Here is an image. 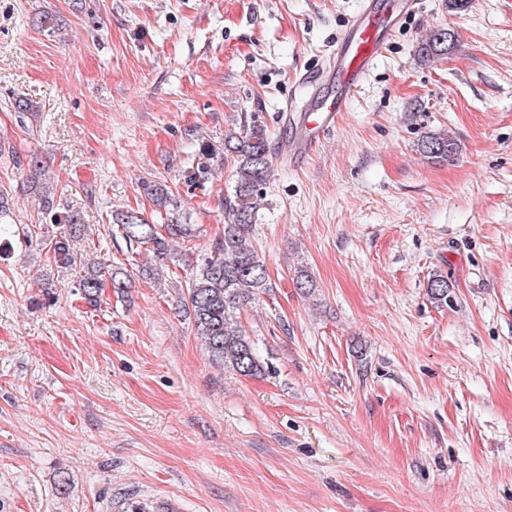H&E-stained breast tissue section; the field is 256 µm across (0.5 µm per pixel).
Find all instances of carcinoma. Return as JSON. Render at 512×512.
Returning a JSON list of instances; mask_svg holds the SVG:
<instances>
[{"instance_id":"cac0c4a2","label":"carcinoma","mask_w":512,"mask_h":512,"mask_svg":"<svg viewBox=\"0 0 512 512\" xmlns=\"http://www.w3.org/2000/svg\"><path fill=\"white\" fill-rule=\"evenodd\" d=\"M456 42L453 29L436 28L418 46V58L425 61L446 55ZM419 150L430 159L449 160L457 155L459 144L446 133L429 134L420 141ZM273 155L269 133L261 124L245 123L225 133L224 157L233 160L236 181L232 191L224 195V231L209 252L197 256L187 294L180 298V308L191 319L211 361L244 377H255L266 371L239 315L272 288L252 236ZM143 189L155 212L168 215L177 208L172 190L166 184L148 181L143 183ZM40 199L43 213L55 227L62 228L48 235L56 265L63 269L77 265L73 242L85 234L83 219L75 214L59 215L54 192L47 188L40 192ZM110 225L113 237L122 238L131 247L150 246L160 262L176 260L173 242L179 239L192 242L196 234L195 225L178 218L159 225L123 211L112 212ZM14 236L10 207L0 198V253L12 247ZM107 285L117 293L124 292L129 287L127 271L120 266L90 265L80 275L78 288L82 298L95 306ZM448 290V278L443 275H435L429 282L431 299L441 306L448 304Z\"/></svg>"}]
</instances>
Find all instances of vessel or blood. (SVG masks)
Listing matches in <instances>:
<instances>
[{"mask_svg": "<svg viewBox=\"0 0 512 512\" xmlns=\"http://www.w3.org/2000/svg\"><path fill=\"white\" fill-rule=\"evenodd\" d=\"M415 8L416 0H363L329 63L301 77V87L314 89V96L305 105L293 101L286 105L288 112L298 116L289 161L310 156L323 137L336 128L351 94L382 55L398 21Z\"/></svg>", "mask_w": 512, "mask_h": 512, "instance_id": "obj_1", "label": "vessel or blood"}]
</instances>
